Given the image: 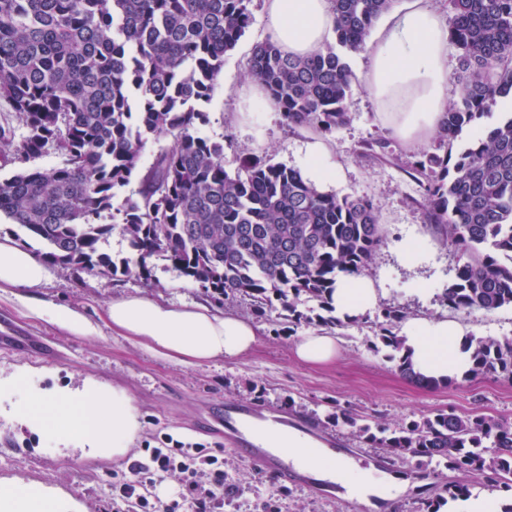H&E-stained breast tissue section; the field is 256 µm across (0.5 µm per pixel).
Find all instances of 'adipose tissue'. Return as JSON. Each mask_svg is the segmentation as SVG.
<instances>
[{"label": "adipose tissue", "mask_w": 512, "mask_h": 512, "mask_svg": "<svg viewBox=\"0 0 512 512\" xmlns=\"http://www.w3.org/2000/svg\"><path fill=\"white\" fill-rule=\"evenodd\" d=\"M272 40L285 53L307 56L322 48L335 28L331 0H264ZM449 31L428 0H398L367 44L369 66L364 89L379 115L404 145L419 147L435 137L448 107L456 77L448 68ZM52 277L50 267L31 249L0 239V288L16 297L38 318L77 336H96L109 326L160 357L197 366L247 353L256 343L252 321L203 304H173L144 294L112 300L101 323L53 302L33 297L32 289ZM381 292L364 275L336 282L332 306L336 316L354 318L376 308ZM471 328L445 316L403 320L401 336L416 372L428 378H457L469 368L466 346ZM32 369L16 366L0 377V409L25 428L57 443L92 448L115 457L126 451L140 428L139 408L122 390L90 380L82 388L52 392L35 386ZM336 480L356 496L397 497L403 484L381 481L344 458L336 460ZM62 502L49 490L17 480L0 484V512H61Z\"/></svg>", "instance_id": "adipose-tissue-1"}]
</instances>
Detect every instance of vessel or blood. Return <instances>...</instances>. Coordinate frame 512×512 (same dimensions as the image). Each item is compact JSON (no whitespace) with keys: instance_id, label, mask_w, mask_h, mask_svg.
<instances>
[{"instance_id":"b4317fda","label":"vessel or blood","mask_w":512,"mask_h":512,"mask_svg":"<svg viewBox=\"0 0 512 512\" xmlns=\"http://www.w3.org/2000/svg\"><path fill=\"white\" fill-rule=\"evenodd\" d=\"M211 421L223 429L224 439L229 445L259 464L275 480L285 484L306 483L318 488L330 486V479L318 478L302 465L289 461L287 455L272 454L265 447L260 434L264 428L271 431L291 428L302 437L311 434V426L297 422L287 412L227 403L212 414Z\"/></svg>"}]
</instances>
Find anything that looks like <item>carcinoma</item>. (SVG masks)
Masks as SVG:
<instances>
[{"label": "carcinoma", "instance_id": "obj_1", "mask_svg": "<svg viewBox=\"0 0 512 512\" xmlns=\"http://www.w3.org/2000/svg\"><path fill=\"white\" fill-rule=\"evenodd\" d=\"M252 0H0V100L24 134L0 128V156L50 151L59 163L0 178V215L45 245L42 258L79 269L151 277L167 261L216 302L248 301L250 314L293 332L302 324L342 327L331 293L360 275L383 242L378 209L365 196L318 190L284 165L245 160L233 173L224 144L201 134L204 104L224 56L244 36ZM335 42L307 57L270 39L255 45L248 77L260 82L290 124L333 133L351 120L355 77L347 61L365 48L396 0H331ZM458 51L461 103L444 115V155L425 153L406 172L423 191L428 221L470 257L445 292L454 310L512 306V115L453 150L463 129L512 94V0H448ZM177 132L140 170L149 140ZM137 179L136 189L119 191ZM130 255L114 261L101 244L114 231ZM404 311L382 312L378 338ZM469 374L512 379V336L473 337ZM398 360L408 381H437ZM357 436L391 461L446 464L463 476L422 502L440 512L480 485L512 493V426L489 414L444 410Z\"/></svg>", "mask_w": 512, "mask_h": 512}]
</instances>
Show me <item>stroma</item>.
I'll use <instances>...</instances> for the list:
<instances>
[{
    "mask_svg": "<svg viewBox=\"0 0 512 512\" xmlns=\"http://www.w3.org/2000/svg\"><path fill=\"white\" fill-rule=\"evenodd\" d=\"M252 22L235 49L224 60L222 82L216 83L206 105L209 122L202 132L224 145V165L235 171L242 158L251 157L299 170L303 167L308 128L292 127L275 110L241 116L239 91L247 86L245 73L254 46L267 39L263 0L252 2ZM351 122L329 136L335 159L344 167L341 182L322 189L339 194L363 195L378 205L385 240L368 271L379 278L383 290L379 307L355 323L335 328L339 336L335 357L326 363L299 360L295 345L308 327L276 333L275 326L260 322L256 347L247 355L215 364L185 366L153 355L124 337L102 327L100 335L79 337L32 317L10 294L0 295V326L13 324L26 335L44 337L41 353L0 348V373L28 365L35 383L45 389L80 385L92 377L124 390L141 412V426L127 452L117 458L90 455L75 448L45 442L42 436L19 426L0 412V481L21 479L59 490L77 501L82 512H118L121 503L112 496L113 482L145 448L161 445L171 436L199 442L218 457L239 484L241 492L224 512H256L260 501L277 499L281 512H351L346 500L334 493L301 484L281 487L254 462L226 445L214 428L202 427L209 410L224 402L289 410L301 421L316 424L317 438L333 439L342 455L363 467H378L380 449L357 438L354 427L335 423V409L350 411L387 430L439 410L458 414H492L512 421V381L486 374L449 384L420 387L407 381L383 353L377 352V324L382 309L400 307L410 317H436L447 313L473 327L475 336H512V307L491 313L474 310L450 312L444 293L457 279L466 257L443 244L428 224L422 208L414 205L418 186L402 165L414 160L416 150L396 139L379 120L377 103L354 88L349 101ZM380 139L393 160L364 155L366 142ZM408 238L427 241L430 256L423 266L410 268L396 256L399 243ZM49 283L38 288L39 297L74 309L96 320L112 298L142 293L170 302H198L205 295L199 286L179 276L169 262L154 261L150 280L112 276L56 264ZM427 281L423 295L407 290L414 278Z\"/></svg>",
    "mask_w": 512,
    "mask_h": 512,
    "instance_id": "1",
    "label": "stroma"
}]
</instances>
